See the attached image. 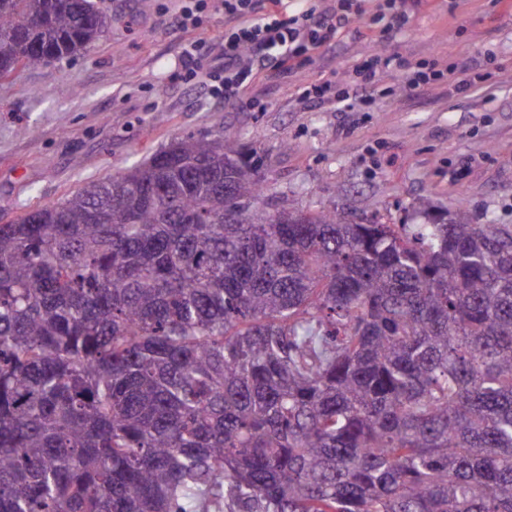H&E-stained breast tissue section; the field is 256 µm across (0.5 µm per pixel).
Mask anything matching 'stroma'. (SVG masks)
<instances>
[{
    "label": "stroma",
    "mask_w": 512,
    "mask_h": 512,
    "mask_svg": "<svg viewBox=\"0 0 512 512\" xmlns=\"http://www.w3.org/2000/svg\"><path fill=\"white\" fill-rule=\"evenodd\" d=\"M107 28L90 48L0 79V224L63 199L91 180L142 164L178 139L231 130L289 207L349 221L428 224L465 206L477 224L512 225V11L495 0H423L394 40L351 24L332 48L267 79L243 103L208 95L183 76L184 44L222 43L224 16L176 26L177 0H97ZM450 70L415 91L384 73L373 111L306 101L320 81L360 92L354 69L373 51ZM486 88L464 87L465 74ZM430 198L432 214L418 213Z\"/></svg>",
    "instance_id": "obj_1"
}]
</instances>
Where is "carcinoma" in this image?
Listing matches in <instances>:
<instances>
[{"instance_id":"obj_1","label":"carcinoma","mask_w":512,"mask_h":512,"mask_svg":"<svg viewBox=\"0 0 512 512\" xmlns=\"http://www.w3.org/2000/svg\"><path fill=\"white\" fill-rule=\"evenodd\" d=\"M95 0H0V77ZM229 131L0 224V512H512V228L265 200Z\"/></svg>"}]
</instances>
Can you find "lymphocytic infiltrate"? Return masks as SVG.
I'll use <instances>...</instances> for the list:
<instances>
[{"instance_id":"obj_1","label":"lymphocytic infiltrate","mask_w":512,"mask_h":512,"mask_svg":"<svg viewBox=\"0 0 512 512\" xmlns=\"http://www.w3.org/2000/svg\"><path fill=\"white\" fill-rule=\"evenodd\" d=\"M256 0H223L224 44L219 51L201 52L198 43L182 53L185 72L198 78L210 95L228 103L243 101L264 74L266 51L278 49V66L292 69L315 52L337 42L356 19L366 14L364 0H336L335 6H309L288 14V0H267L268 9L256 16Z\"/></svg>"}]
</instances>
